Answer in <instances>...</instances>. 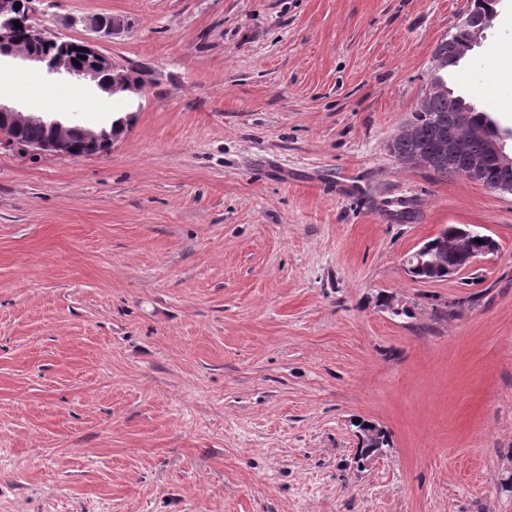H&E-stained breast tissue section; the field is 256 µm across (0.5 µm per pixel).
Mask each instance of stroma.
<instances>
[{
  "label": "stroma",
  "instance_id": "35a3bbf8",
  "mask_svg": "<svg viewBox=\"0 0 512 512\" xmlns=\"http://www.w3.org/2000/svg\"><path fill=\"white\" fill-rule=\"evenodd\" d=\"M468 6L36 0L144 88L107 152L0 141V512H512V195L388 150ZM447 81L512 129V0ZM102 97L0 61L23 112ZM449 224L497 251L411 280Z\"/></svg>",
  "mask_w": 512,
  "mask_h": 512
}]
</instances>
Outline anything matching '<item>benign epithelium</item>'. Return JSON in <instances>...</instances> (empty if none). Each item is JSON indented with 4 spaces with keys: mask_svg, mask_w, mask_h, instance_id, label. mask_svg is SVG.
<instances>
[{
    "mask_svg": "<svg viewBox=\"0 0 512 512\" xmlns=\"http://www.w3.org/2000/svg\"><path fill=\"white\" fill-rule=\"evenodd\" d=\"M34 0H0V57H11L23 61H32L42 64L47 73L52 76L72 79L82 82H98L102 73L112 74V86L108 90L111 97L123 99L129 93L142 92V86L132 72L116 65L112 57L97 50L90 42L79 43L81 52L89 57L90 64L78 67L73 63V43L60 38L54 39L58 46L57 55L46 60L45 57L33 45L47 39L46 33L32 23V3ZM496 11L473 13L466 11L462 16L458 28L464 36L455 43L454 57L465 58L469 52L484 37V33L492 26ZM19 21L21 27H16L14 21ZM91 26L99 32L114 34L122 27L121 21L109 15H101L91 20ZM43 123L50 128L63 126L58 119H43L38 116L25 114L7 103L0 102V136L6 140H12L10 134L14 127L20 123ZM70 130L81 135L88 153L94 154L101 150V146L112 143V140L104 139L102 135L91 132L86 133L84 127L75 122H70ZM472 133L471 112L466 107L458 109L457 125L454 132L449 135H440L437 145L432 151L415 150L408 163L429 170H436L445 165L453 166L460 154L465 142ZM489 158L497 163V169L501 172L496 191L502 194L512 195V155L504 151L502 145L491 140L487 143ZM453 254L465 259V264L457 270L462 274L471 270L482 258L489 255L487 251H477L473 248L471 236L450 237L443 242L438 249H430L421 246L413 252L417 260L404 262L405 272L413 276L416 264H428L440 266L445 264L447 255Z\"/></svg>",
    "mask_w": 512,
    "mask_h": 512,
    "instance_id": "benign-epithelium-1",
    "label": "benign epithelium"
}]
</instances>
